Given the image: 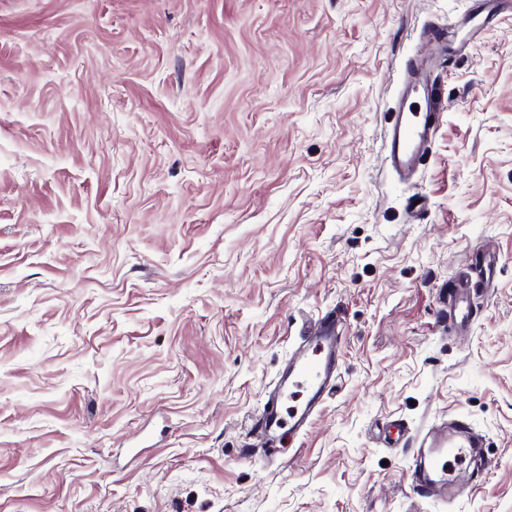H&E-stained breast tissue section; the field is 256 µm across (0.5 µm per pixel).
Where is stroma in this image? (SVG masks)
I'll return each instance as SVG.
<instances>
[{"instance_id": "stroma-1", "label": "stroma", "mask_w": 512, "mask_h": 512, "mask_svg": "<svg viewBox=\"0 0 512 512\" xmlns=\"http://www.w3.org/2000/svg\"><path fill=\"white\" fill-rule=\"evenodd\" d=\"M468 6L0 0V512H512V20L451 66L411 183L382 140L423 25ZM485 247L454 331L441 291ZM330 309L337 392L244 459ZM455 416L487 481L418 500L377 433Z\"/></svg>"}]
</instances>
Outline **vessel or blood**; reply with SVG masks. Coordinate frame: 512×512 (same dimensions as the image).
Here are the masks:
<instances>
[{"instance_id": "vessel-or-blood-1", "label": "vessel or blood", "mask_w": 512, "mask_h": 512, "mask_svg": "<svg viewBox=\"0 0 512 512\" xmlns=\"http://www.w3.org/2000/svg\"><path fill=\"white\" fill-rule=\"evenodd\" d=\"M468 14L456 22L430 21L419 37V49L401 70V90L396 112L383 132L384 159L403 182H411L429 159L434 136L448 109L445 90L447 67L469 51L483 34L503 18H512V0H472ZM487 261L475 257L469 278L448 289V320L460 325L472 322L477 310L470 293L487 284ZM341 316L333 310L312 320L304 336L277 374L264 410L252 428V449L245 458L268 460L284 441L306 431L312 415L334 393L339 379L342 338ZM385 443L409 447L410 484L424 501L453 502L478 490L485 482L490 460L486 441L465 418L452 426H434L408 441L403 425L385 428Z\"/></svg>"}]
</instances>
